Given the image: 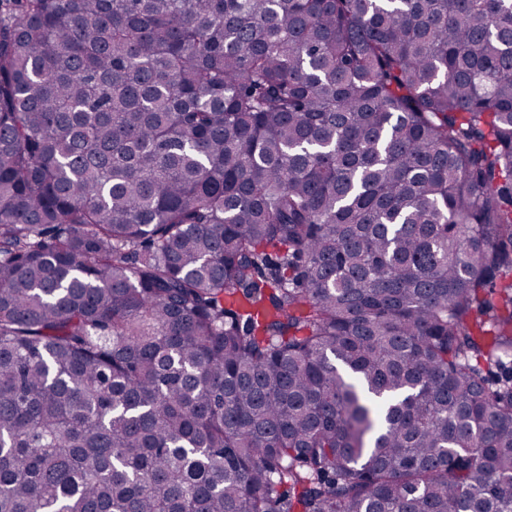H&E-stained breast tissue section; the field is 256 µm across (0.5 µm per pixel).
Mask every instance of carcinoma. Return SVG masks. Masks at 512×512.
I'll return each mask as SVG.
<instances>
[{
	"label": "carcinoma",
	"mask_w": 512,
	"mask_h": 512,
	"mask_svg": "<svg viewBox=\"0 0 512 512\" xmlns=\"http://www.w3.org/2000/svg\"><path fill=\"white\" fill-rule=\"evenodd\" d=\"M0 512H512V0H0Z\"/></svg>",
	"instance_id": "1"
}]
</instances>
